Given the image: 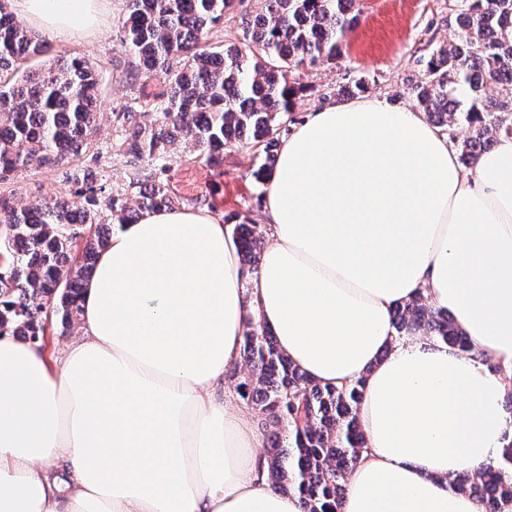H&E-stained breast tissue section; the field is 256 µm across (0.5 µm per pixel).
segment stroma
Masks as SVG:
<instances>
[{
    "instance_id": "obj_1",
    "label": "stroma",
    "mask_w": 512,
    "mask_h": 512,
    "mask_svg": "<svg viewBox=\"0 0 512 512\" xmlns=\"http://www.w3.org/2000/svg\"><path fill=\"white\" fill-rule=\"evenodd\" d=\"M455 5L456 0H360V20L344 41L340 58L290 74V81L308 87L298 102L297 120H305L310 112L321 107L324 97L334 96L350 75L366 80L368 95L386 97L397 107L408 105L403 92L416 70L415 59L428 39V26L432 20L451 14ZM127 12L126 0H112L96 34L66 42L52 41L50 55L29 62L30 67L37 69L57 58L79 56L98 69L99 131L83 161L97 163L119 189L126 187L131 172L119 149L122 136L113 114L133 101L153 100L164 88L160 78L147 80L141 90L133 89L125 80L130 57L120 38ZM257 163L251 148L225 152L223 166L216 167L178 145L167 155L166 179L183 205H206L226 220L245 217L260 224L264 221L265 196L252 177ZM72 190L61 167L21 170L8 183L0 185V192L13 194L16 204L21 206L65 196Z\"/></svg>"
}]
</instances>
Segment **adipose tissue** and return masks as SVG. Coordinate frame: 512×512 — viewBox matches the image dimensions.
Wrapping results in <instances>:
<instances>
[{
	"instance_id": "1",
	"label": "adipose tissue",
	"mask_w": 512,
	"mask_h": 512,
	"mask_svg": "<svg viewBox=\"0 0 512 512\" xmlns=\"http://www.w3.org/2000/svg\"><path fill=\"white\" fill-rule=\"evenodd\" d=\"M101 3L10 7L68 41ZM264 218L245 277L215 211L141 212L100 253L59 361L0 335V512H304L224 400L251 322L314 381H364L341 512H483L448 481L512 436V386L489 367H512V136L466 168L422 112L331 102L282 140ZM419 294L472 352L397 337L395 306Z\"/></svg>"
}]
</instances>
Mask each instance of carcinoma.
Listing matches in <instances>:
<instances>
[{"instance_id":"cac0c4a2","label":"carcinoma","mask_w":512,"mask_h":512,"mask_svg":"<svg viewBox=\"0 0 512 512\" xmlns=\"http://www.w3.org/2000/svg\"><path fill=\"white\" fill-rule=\"evenodd\" d=\"M260 3L258 13L241 16L239 43L216 46L211 37L231 0H128L121 30L132 61L125 79L133 87L165 79L152 109L129 105L115 113L134 176L121 191L94 166L73 169L67 179L84 198L80 208L63 198L17 206L13 195L0 193V333L40 341L53 317L66 329L79 320L84 279L112 236L102 211L126 224L143 210L180 205L163 179L168 148L183 144L211 162L226 150L255 147L264 163L254 178L262 186L269 181L306 88L288 82L287 72L336 60L359 8L357 0ZM437 27L448 36L417 58L419 73L407 96L448 135L466 126L469 136L458 148L470 165L499 136L512 135V0H458ZM47 52L49 45L0 2V184L22 169L70 164L97 134L98 70L80 57L57 68H25ZM264 233L259 224H235L241 263L250 271ZM78 238L86 240L80 252L74 251ZM392 325L399 337L422 332L472 351L448 313L421 295L394 308ZM240 358L248 368L238 384L241 397L263 427L288 431L286 445L273 432L266 459L271 479L298 495L304 512H340L348 475L366 448L357 420L363 380L344 388L313 381L255 323ZM449 487L476 498L485 512H503L512 503V442L498 461Z\"/></svg>"}]
</instances>
